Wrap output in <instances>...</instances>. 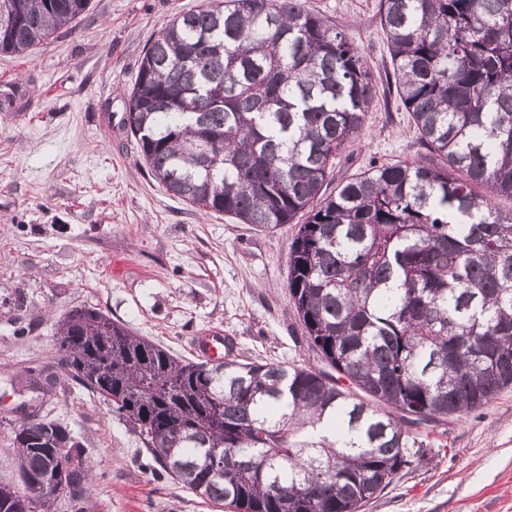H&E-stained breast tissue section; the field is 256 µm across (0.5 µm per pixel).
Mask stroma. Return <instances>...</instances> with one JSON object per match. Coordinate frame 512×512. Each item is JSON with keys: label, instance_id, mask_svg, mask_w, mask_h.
Here are the masks:
<instances>
[{"label": "stroma", "instance_id": "obj_1", "mask_svg": "<svg viewBox=\"0 0 512 512\" xmlns=\"http://www.w3.org/2000/svg\"><path fill=\"white\" fill-rule=\"evenodd\" d=\"M204 0H91L50 44L0 53V418H19L30 367L55 365V324L97 308L175 356L222 332L238 358L309 365L286 281L298 229L264 232L169 195L124 127L151 38ZM362 54L375 94L337 182L371 163L427 157L388 83L380 0H303ZM48 408L88 450L87 512H230L154 481L145 447L109 407L60 377ZM361 512H512V387L429 437Z\"/></svg>", "mask_w": 512, "mask_h": 512}]
</instances>
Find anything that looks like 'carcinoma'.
I'll list each match as a JSON object with an SVG mask.
<instances>
[{
  "label": "carcinoma",
  "instance_id": "obj_1",
  "mask_svg": "<svg viewBox=\"0 0 512 512\" xmlns=\"http://www.w3.org/2000/svg\"><path fill=\"white\" fill-rule=\"evenodd\" d=\"M89 6L0 0V53L32 52ZM381 13L434 163H374L327 192L374 86L360 49L302 0L176 16L124 118L173 196L266 231L304 217L288 294L321 365L178 359L97 308L58 323L60 366L139 432L153 480L235 512H360L424 457L419 428L512 386V212L492 201L512 198V0H381ZM21 384L38 404L55 395L43 369ZM0 423L19 466L0 512H86L92 469L68 424L37 410Z\"/></svg>",
  "mask_w": 512,
  "mask_h": 512
}]
</instances>
